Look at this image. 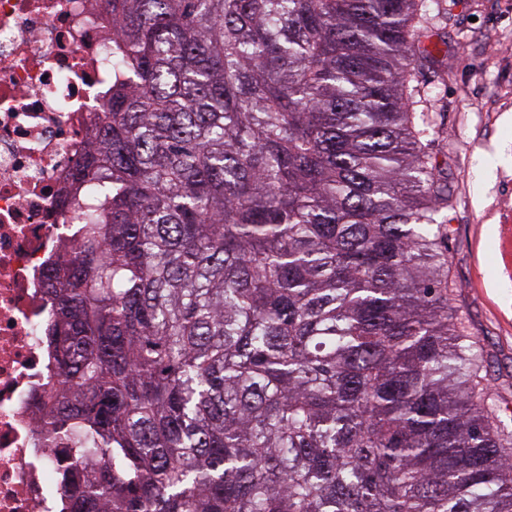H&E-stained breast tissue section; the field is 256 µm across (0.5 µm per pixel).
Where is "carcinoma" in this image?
Returning a JSON list of instances; mask_svg holds the SVG:
<instances>
[{
  "mask_svg": "<svg viewBox=\"0 0 512 512\" xmlns=\"http://www.w3.org/2000/svg\"><path fill=\"white\" fill-rule=\"evenodd\" d=\"M109 123L52 267L67 512H512L448 312L435 0H101Z\"/></svg>",
  "mask_w": 512,
  "mask_h": 512,
  "instance_id": "cac0c4a2",
  "label": "carcinoma"
}]
</instances>
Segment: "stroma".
Instances as JSON below:
<instances>
[{"instance_id":"35a3bbf8","label":"stroma","mask_w":512,"mask_h":512,"mask_svg":"<svg viewBox=\"0 0 512 512\" xmlns=\"http://www.w3.org/2000/svg\"><path fill=\"white\" fill-rule=\"evenodd\" d=\"M445 75L418 82V122L448 157L449 304L486 358L512 429V0H437Z\"/></svg>"}]
</instances>
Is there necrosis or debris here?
Wrapping results in <instances>:
<instances>
[{"label": "necrosis or debris", "mask_w": 512, "mask_h": 512, "mask_svg": "<svg viewBox=\"0 0 512 512\" xmlns=\"http://www.w3.org/2000/svg\"><path fill=\"white\" fill-rule=\"evenodd\" d=\"M111 88L100 0H0V512L66 509L65 447L40 422L61 383L48 275L64 242L84 243L65 195Z\"/></svg>", "instance_id": "necrosis-or-debris-1"}]
</instances>
